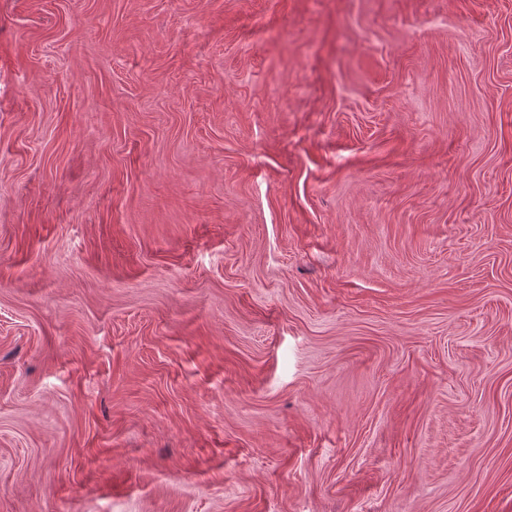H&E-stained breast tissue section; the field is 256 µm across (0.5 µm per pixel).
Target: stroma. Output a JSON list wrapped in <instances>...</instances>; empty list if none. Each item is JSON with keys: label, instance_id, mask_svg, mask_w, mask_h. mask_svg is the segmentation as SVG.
Here are the masks:
<instances>
[{"label": "stroma", "instance_id": "35a3bbf8", "mask_svg": "<svg viewBox=\"0 0 512 512\" xmlns=\"http://www.w3.org/2000/svg\"><path fill=\"white\" fill-rule=\"evenodd\" d=\"M0 512H512V0H0Z\"/></svg>", "mask_w": 512, "mask_h": 512}]
</instances>
